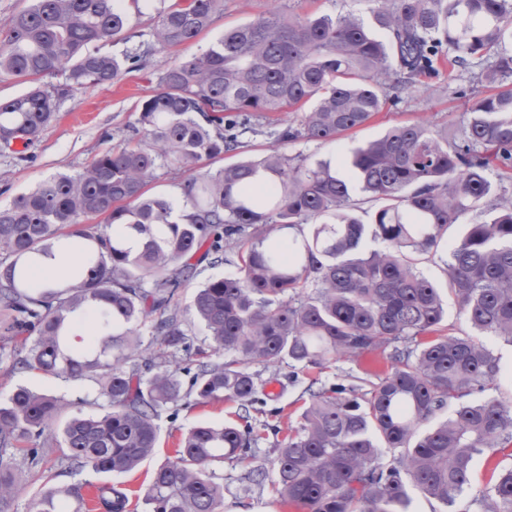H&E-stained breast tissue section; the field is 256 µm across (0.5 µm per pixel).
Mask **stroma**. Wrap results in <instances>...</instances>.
<instances>
[{"label": "stroma", "instance_id": "35a3bbf8", "mask_svg": "<svg viewBox=\"0 0 512 512\" xmlns=\"http://www.w3.org/2000/svg\"><path fill=\"white\" fill-rule=\"evenodd\" d=\"M295 8L301 13H343L355 9L354 0H224V12L197 39L174 49H160L151 56L146 69L128 73L122 81L75 90L59 106L53 125L28 146L27 161H17L9 150L0 148V207L9 206L20 193L54 173H80L92 159L111 147L125 127L136 119L135 106L140 97L156 87L157 75L176 61L191 59L204 52L223 35L226 28L253 21L272 10ZM465 77L440 71L432 79L420 82L403 94L396 106L386 108L364 126L331 142L299 141L285 145L288 155H303L309 162L336 159L369 141L380 138L390 128L428 120L440 128L461 130L464 100L455 90L465 84ZM262 380L278 383V395L267 396L253 413L255 424L261 425V438L256 448V463L270 464L277 438L272 425H297L302 411L303 384L287 385L288 367L260 366ZM24 385L68 401H80L85 414L101 412L98 404H85V387L78 382L54 378L36 371L6 373L0 365V399H6L11 388ZM227 405L216 404L180 408L177 413L163 412L158 420L160 444L152 457L134 472L120 476L119 481L135 493H143L154 468L172 455L181 435L199 422H220L227 415ZM224 512H303L300 506L280 502L270 491L245 496L237 490L224 495Z\"/></svg>", "mask_w": 512, "mask_h": 512}]
</instances>
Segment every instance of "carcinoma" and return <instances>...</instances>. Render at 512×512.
I'll return each instance as SVG.
<instances>
[{
    "instance_id": "cac0c4a2",
    "label": "carcinoma",
    "mask_w": 512,
    "mask_h": 512,
    "mask_svg": "<svg viewBox=\"0 0 512 512\" xmlns=\"http://www.w3.org/2000/svg\"><path fill=\"white\" fill-rule=\"evenodd\" d=\"M139 2L29 0L0 24V77L27 85L0 98L1 147L25 160L13 145L37 139L76 89L145 68L156 49L194 40L224 11V0H176L145 41L132 23ZM367 2L370 25L291 11L224 30L158 74L131 135L0 208V364L86 382L106 403L100 415L63 420L73 403L13 388L0 402V512L18 491L15 451L36 467L52 439L70 473H130L153 455L161 412L192 404L227 400L238 413L182 435L152 473L146 512H223L214 466L226 461L247 465L239 490L268 488L307 512H407L412 489L451 507L472 487L474 456L512 442V402L488 395L503 369L480 340L512 343V0ZM109 43L125 49L102 52ZM445 63L469 75L456 90L470 102L458 136L409 123L336 162L273 149L206 168L263 131L280 144L334 141ZM181 167L191 176L177 211L146 187ZM358 194L383 201L369 223ZM465 218L464 234L448 239ZM132 232L143 238L135 253ZM61 239L81 263L62 283H32L29 264ZM228 251L237 271L204 278L183 310L182 288ZM430 253L468 333L444 324L441 288L418 267ZM430 330L434 339L418 342ZM369 352L391 371L310 378L271 468L252 464L251 410L264 394L255 366L286 364L293 385L300 370ZM474 504L512 512V468ZM128 507L109 482L45 484L33 497L34 512Z\"/></svg>"
}]
</instances>
